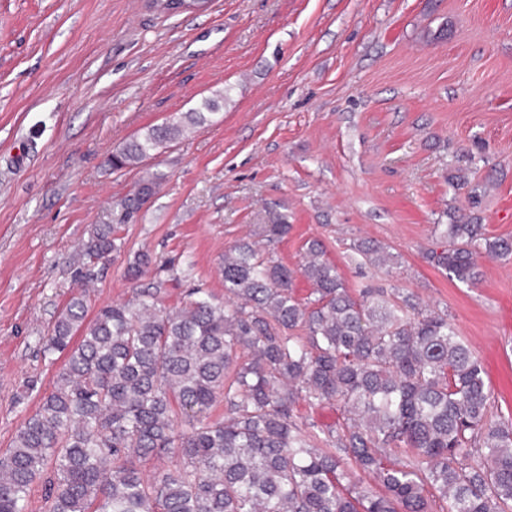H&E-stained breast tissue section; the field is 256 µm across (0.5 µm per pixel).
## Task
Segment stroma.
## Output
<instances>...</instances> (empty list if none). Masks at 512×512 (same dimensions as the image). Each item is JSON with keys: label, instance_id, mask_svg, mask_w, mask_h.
Wrapping results in <instances>:
<instances>
[{"label": "stroma", "instance_id": "1", "mask_svg": "<svg viewBox=\"0 0 512 512\" xmlns=\"http://www.w3.org/2000/svg\"><path fill=\"white\" fill-rule=\"evenodd\" d=\"M223 95L201 127L112 171V152ZM472 167L478 207L450 187ZM152 173L163 180L120 234L125 253L76 281L98 224ZM512 209V0H0V448L53 388L62 355L38 341L73 293L90 311L128 297V257L175 264L182 288L224 299L225 253L287 217L272 245L291 268L323 242L351 294L397 288L445 313L512 413V264L448 279L423 258L433 227ZM397 255L385 274L353 240ZM38 376L34 391L26 386Z\"/></svg>", "mask_w": 512, "mask_h": 512}]
</instances>
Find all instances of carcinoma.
<instances>
[{"mask_svg": "<svg viewBox=\"0 0 512 512\" xmlns=\"http://www.w3.org/2000/svg\"><path fill=\"white\" fill-rule=\"evenodd\" d=\"M223 101L149 128L112 153V170L204 125ZM162 179H142L118 204L119 221ZM449 184L478 203L468 177ZM436 228L424 259L451 280L475 283L483 256L512 262V237L477 218ZM290 230L284 217L261 224L260 240L225 254L231 306L199 285L168 304L175 275L91 319L86 295L72 296L40 338L43 352L65 355L54 388L0 452V512H31L40 480L45 512H512V420L493 416L468 341L412 293L353 296L318 240L288 268L266 244ZM123 248L118 225L95 227L79 278ZM350 250L360 267L396 264L370 240ZM150 264L134 256L125 277L140 280ZM297 272L311 285L304 300ZM302 401L337 404L343 422L299 425ZM218 403L224 415L212 420ZM165 457L176 464L151 476L139 467Z\"/></svg>", "mask_w": 512, "mask_h": 512, "instance_id": "obj_1", "label": "carcinoma"}]
</instances>
